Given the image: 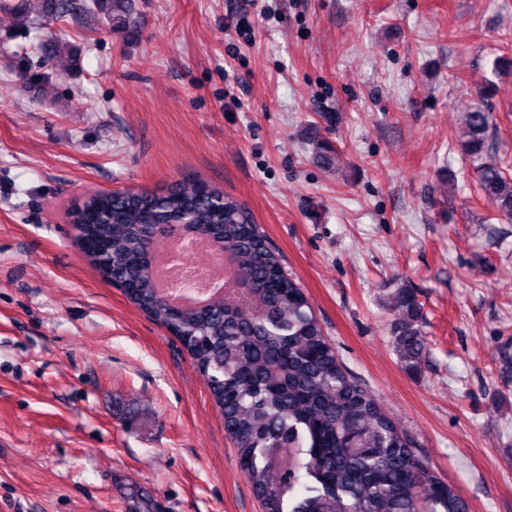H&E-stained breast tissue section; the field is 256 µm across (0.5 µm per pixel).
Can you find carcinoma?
Returning a JSON list of instances; mask_svg holds the SVG:
<instances>
[{"instance_id": "carcinoma-1", "label": "carcinoma", "mask_w": 512, "mask_h": 512, "mask_svg": "<svg viewBox=\"0 0 512 512\" xmlns=\"http://www.w3.org/2000/svg\"><path fill=\"white\" fill-rule=\"evenodd\" d=\"M494 126L491 112L471 108L457 146L480 162L482 196L511 223L512 174L489 158ZM70 218L79 240L104 245L89 261L175 336L206 378L263 512H469L345 369L245 204L188 180L164 192H95ZM172 225L230 259L234 299L177 308L163 297L154 255ZM394 303L396 345L413 367L425 350L421 305L409 288L396 289Z\"/></svg>"}]
</instances>
